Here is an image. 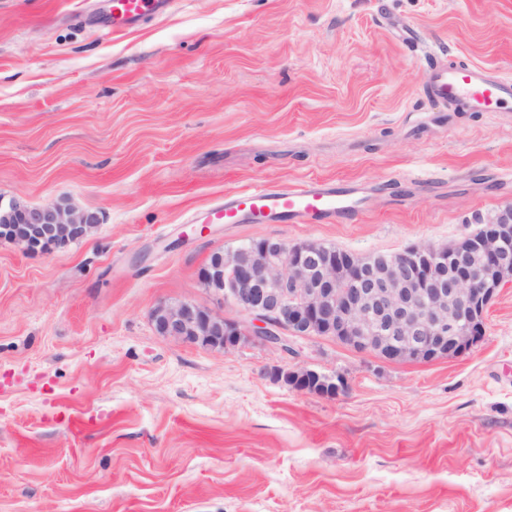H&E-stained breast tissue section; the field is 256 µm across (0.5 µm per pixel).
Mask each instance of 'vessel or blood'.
<instances>
[{
    "instance_id": "vessel-or-blood-1",
    "label": "vessel or blood",
    "mask_w": 512,
    "mask_h": 512,
    "mask_svg": "<svg viewBox=\"0 0 512 512\" xmlns=\"http://www.w3.org/2000/svg\"><path fill=\"white\" fill-rule=\"evenodd\" d=\"M112 30L134 27L145 16L168 13L171 0H111ZM426 93L455 110L499 112L512 102V81L471 66L429 65ZM365 203L356 184L307 180L290 187L263 186L225 195L207 222L227 224H334L362 212Z\"/></svg>"
}]
</instances>
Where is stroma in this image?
I'll return each instance as SVG.
<instances>
[{"mask_svg":"<svg viewBox=\"0 0 512 512\" xmlns=\"http://www.w3.org/2000/svg\"><path fill=\"white\" fill-rule=\"evenodd\" d=\"M0 0V200L96 213L45 252L0 239V512H512V283L457 359L334 340L215 351L163 301L223 311L212 252L450 244L512 203V104L456 112L432 56L512 77V0ZM359 184L339 224H206L225 194ZM344 374L328 398L272 369ZM112 33L134 27L147 15L166 14L171 0H111Z\"/></svg>","mask_w":512,"mask_h":512,"instance_id":"stroma-1","label":"stroma"}]
</instances>
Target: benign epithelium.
<instances>
[{"instance_id": "7a95c632", "label": "benign epithelium", "mask_w": 512, "mask_h": 512, "mask_svg": "<svg viewBox=\"0 0 512 512\" xmlns=\"http://www.w3.org/2000/svg\"><path fill=\"white\" fill-rule=\"evenodd\" d=\"M95 214L70 204H0V238L29 252L83 238ZM512 204L494 224L446 245L425 244L391 258L357 255L314 241L262 239L214 251L201 285L249 321L224 317L193 301L161 302L151 313L165 337L214 350L249 343L288 348L293 337L333 339L387 362L453 359L485 336V313L512 281ZM271 377L296 390L334 396L343 377L275 369Z\"/></svg>"}]
</instances>
